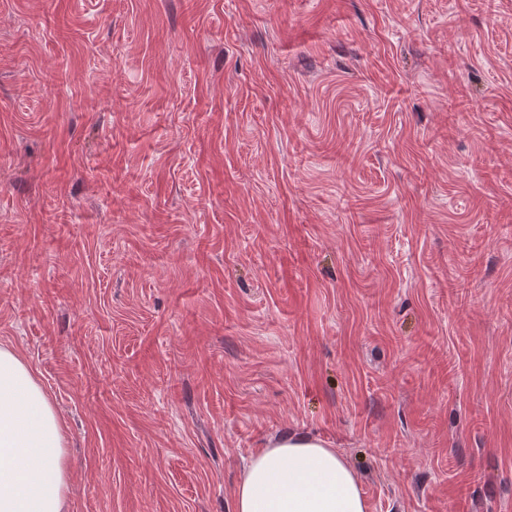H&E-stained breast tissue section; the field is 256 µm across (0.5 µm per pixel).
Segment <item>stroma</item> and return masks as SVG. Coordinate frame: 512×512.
<instances>
[{
    "instance_id": "1",
    "label": "stroma",
    "mask_w": 512,
    "mask_h": 512,
    "mask_svg": "<svg viewBox=\"0 0 512 512\" xmlns=\"http://www.w3.org/2000/svg\"><path fill=\"white\" fill-rule=\"evenodd\" d=\"M0 345L70 512H512V0H0ZM234 512H366V503L334 448L293 433L269 440L245 461Z\"/></svg>"
}]
</instances>
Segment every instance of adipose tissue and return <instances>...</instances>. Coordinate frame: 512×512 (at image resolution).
Instances as JSON below:
<instances>
[{"label":"adipose tissue","instance_id":"ef3b65f1","mask_svg":"<svg viewBox=\"0 0 512 512\" xmlns=\"http://www.w3.org/2000/svg\"><path fill=\"white\" fill-rule=\"evenodd\" d=\"M65 434L29 365L0 347V512H68ZM234 512H366L342 457L303 435L269 440L245 462Z\"/></svg>","mask_w":512,"mask_h":512}]
</instances>
